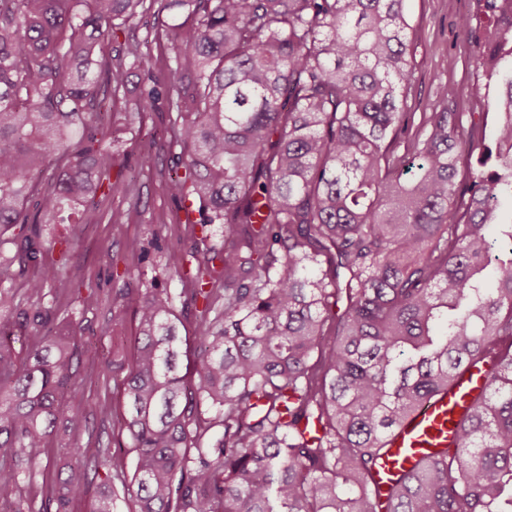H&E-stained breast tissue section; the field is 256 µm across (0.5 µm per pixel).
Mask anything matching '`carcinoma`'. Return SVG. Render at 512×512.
Listing matches in <instances>:
<instances>
[{
	"label": "carcinoma",
	"mask_w": 512,
	"mask_h": 512,
	"mask_svg": "<svg viewBox=\"0 0 512 512\" xmlns=\"http://www.w3.org/2000/svg\"><path fill=\"white\" fill-rule=\"evenodd\" d=\"M154 0H0V228L25 240L115 196L110 111ZM171 76L136 111L176 113L193 199L224 251L203 254L183 306L200 349L182 337L167 290L139 295L123 382L122 443L67 446L68 477L41 512H72L88 471L104 475L94 512H512V0H484L477 62L501 87L484 113L405 109L413 70L404 0H164ZM404 147L405 153L396 150ZM477 156L460 175L461 154ZM36 200L34 211L26 209ZM224 287H210L214 261ZM49 274L28 282L40 296ZM346 301L345 310H333ZM31 344L14 354L10 329ZM81 327L41 311L13 320L0 301V494L24 491L78 385ZM487 384L455 447L422 460L380 500L387 437L468 365ZM136 454L126 480L128 451Z\"/></svg>",
	"instance_id": "carcinoma-1"
}]
</instances>
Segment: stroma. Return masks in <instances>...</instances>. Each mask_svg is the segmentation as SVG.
Returning a JSON list of instances; mask_svg holds the SVG:
<instances>
[{"mask_svg":"<svg viewBox=\"0 0 512 512\" xmlns=\"http://www.w3.org/2000/svg\"><path fill=\"white\" fill-rule=\"evenodd\" d=\"M409 24V51L415 64L414 78L407 95V109L429 112L433 109L435 89L448 87V107L453 112H484L489 99L495 98L496 88L486 96L474 93L475 86L485 78L475 64L474 32L484 31L488 23L482 0H405ZM470 18V28H463L462 18ZM180 13L163 10L155 26L158 39L149 40L142 51L149 62L147 69H132L129 86L138 89L150 85L152 79H166L174 50L162 32L165 24L179 22ZM128 99L116 103L111 120L112 135L120 145L112 177L129 187L127 193L97 202L88 213L77 214L72 224L43 225L39 237L17 240L8 254L13 262L8 274L0 279L6 301L18 312L31 315L37 307L51 310L58 318L78 322L82 328L77 354L89 374L84 382L68 393V405L81 406L87 416L85 429L78 437L84 448H104L112 443L113 433L121 429L117 409L121 397L123 370L108 363L117 343L113 337L110 304L113 297H123L127 307L120 327L121 335L134 334L133 309L137 292L149 285L170 291L179 297L189 287L195 258L187 256L181 275L171 274L164 257L171 251L185 252L200 229V221L190 218L180 209L165 186L169 173L174 172L181 158V146L176 142L170 116L165 112L133 113ZM159 140L162 151L147 153L152 140ZM131 212L129 223L116 224L112 214ZM76 239L77 246L69 265L85 280L99 284V302L88 307L81 297L56 294L45 288L41 301L30 298L27 283L44 269L58 263L59 252L51 251L53 242ZM140 241L143 249L131 252L129 241ZM120 335V336H121ZM109 404L111 411L100 414L98 403Z\"/></svg>","mask_w":512,"mask_h":512,"instance_id":"35a3bbf8","label":"stroma"}]
</instances>
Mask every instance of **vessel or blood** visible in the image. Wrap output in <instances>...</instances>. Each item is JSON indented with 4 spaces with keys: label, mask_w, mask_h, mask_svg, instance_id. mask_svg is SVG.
Segmentation results:
<instances>
[{
    "label": "vessel or blood",
    "mask_w": 512,
    "mask_h": 512,
    "mask_svg": "<svg viewBox=\"0 0 512 512\" xmlns=\"http://www.w3.org/2000/svg\"><path fill=\"white\" fill-rule=\"evenodd\" d=\"M484 376L476 367L465 368L448 390L416 408L387 441V453L374 476L379 491L422 458L437 455L453 444L454 431L471 401L482 392Z\"/></svg>",
    "instance_id": "1"
}]
</instances>
